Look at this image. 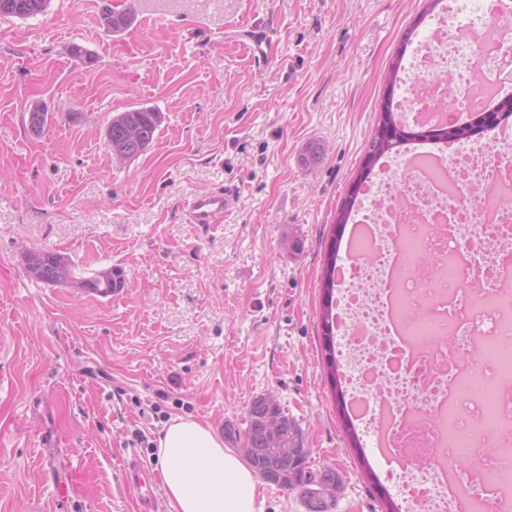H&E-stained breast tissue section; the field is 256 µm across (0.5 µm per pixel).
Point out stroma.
I'll return each mask as SVG.
<instances>
[{
  "label": "stroma",
  "mask_w": 512,
  "mask_h": 512,
  "mask_svg": "<svg viewBox=\"0 0 512 512\" xmlns=\"http://www.w3.org/2000/svg\"><path fill=\"white\" fill-rule=\"evenodd\" d=\"M132 4L108 31L105 8ZM425 0H51L0 18V512H136L123 461L154 466L171 418L245 429L274 395L330 512L398 500L371 447H352L322 357V276L336 214L369 149L395 57ZM268 40L266 56L249 48ZM87 57L71 56L72 44ZM47 110L44 128L28 113ZM160 112L117 159L112 115ZM318 159L304 163L310 144ZM217 224L186 202L223 185ZM120 269L101 297L30 278L25 257Z\"/></svg>",
  "instance_id": "1"
}]
</instances>
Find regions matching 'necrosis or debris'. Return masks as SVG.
<instances>
[{"label": "necrosis or debris", "mask_w": 512, "mask_h": 512, "mask_svg": "<svg viewBox=\"0 0 512 512\" xmlns=\"http://www.w3.org/2000/svg\"><path fill=\"white\" fill-rule=\"evenodd\" d=\"M396 112L471 114L512 77V0H448ZM387 156L336 280L349 406L409 512H512V126Z\"/></svg>", "instance_id": "necrosis-or-debris-1"}]
</instances>
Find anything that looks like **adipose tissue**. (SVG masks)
<instances>
[{
	"label": "adipose tissue",
	"mask_w": 512,
	"mask_h": 512,
	"mask_svg": "<svg viewBox=\"0 0 512 512\" xmlns=\"http://www.w3.org/2000/svg\"><path fill=\"white\" fill-rule=\"evenodd\" d=\"M156 468L169 512H263L248 462L196 419L179 416L164 426Z\"/></svg>",
	"instance_id": "1"
}]
</instances>
